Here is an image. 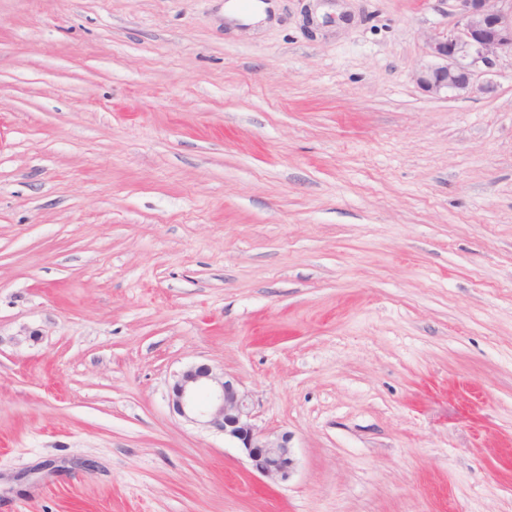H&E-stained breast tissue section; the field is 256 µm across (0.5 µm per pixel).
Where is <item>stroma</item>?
Segmentation results:
<instances>
[{"mask_svg":"<svg viewBox=\"0 0 512 512\" xmlns=\"http://www.w3.org/2000/svg\"><path fill=\"white\" fill-rule=\"evenodd\" d=\"M226 2L0 0V512H512V57L431 96L447 0ZM207 392L202 401L200 393ZM173 411L189 422L222 432L242 448L251 469L272 482H285L295 470L292 436L272 435L252 423L249 396L238 383L208 364L189 367L171 386Z\"/></svg>","mask_w":512,"mask_h":512,"instance_id":"obj_1","label":"stroma"}]
</instances>
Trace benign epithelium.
Wrapping results in <instances>:
<instances>
[{
	"label": "benign epithelium",
	"instance_id": "7a95c632",
	"mask_svg": "<svg viewBox=\"0 0 512 512\" xmlns=\"http://www.w3.org/2000/svg\"><path fill=\"white\" fill-rule=\"evenodd\" d=\"M456 17L445 34L426 37L432 63L414 80L427 94L466 92L476 78L494 69L500 56L512 55V0H450ZM173 411L189 422L236 441L251 469L272 482H285L295 470L292 436L272 435L252 423L249 396L238 383L208 364L189 367L171 386Z\"/></svg>",
	"mask_w": 512,
	"mask_h": 512
}]
</instances>
